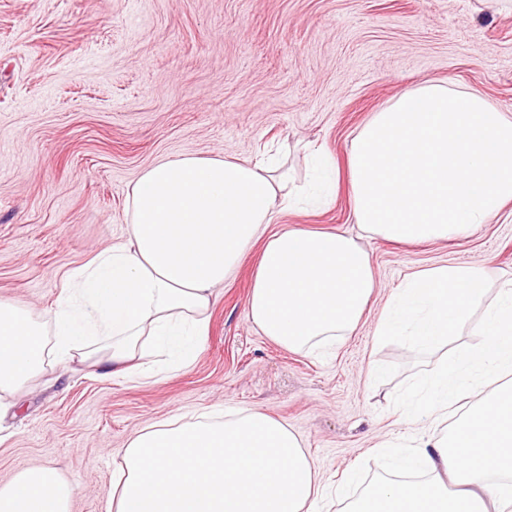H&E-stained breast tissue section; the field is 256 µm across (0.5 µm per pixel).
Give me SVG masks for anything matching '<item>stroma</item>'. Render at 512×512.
<instances>
[{"label": "stroma", "mask_w": 512, "mask_h": 512, "mask_svg": "<svg viewBox=\"0 0 512 512\" xmlns=\"http://www.w3.org/2000/svg\"><path fill=\"white\" fill-rule=\"evenodd\" d=\"M453 80L512 118V0H0V298L52 317L73 271L127 238L141 171L191 154L256 160L279 152L289 185L308 155L339 173L319 207L279 223L344 232L369 254L375 288L355 331L293 352L248 315L252 248L215 287L196 358L151 378L84 361L47 363L0 398V485L57 469L70 512H114L128 440L161 422L256 409L299 435L319 476L314 512H344L390 476L380 446L426 433L419 386L441 360L480 342L483 310L442 345L378 339L407 277L431 266L483 268L485 301L512 279V203L459 240L419 245L355 222L347 157L358 130L404 91Z\"/></svg>", "instance_id": "35a3bbf8"}]
</instances>
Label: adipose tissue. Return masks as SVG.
Returning a JSON list of instances; mask_svg holds the SVG:
<instances>
[{
  "label": "adipose tissue",
  "mask_w": 512,
  "mask_h": 512,
  "mask_svg": "<svg viewBox=\"0 0 512 512\" xmlns=\"http://www.w3.org/2000/svg\"><path fill=\"white\" fill-rule=\"evenodd\" d=\"M279 177L233 158L183 155L144 169L128 193L125 245L95 255L62 289L42 324L0 298V393L35 379L47 356L71 352L122 374L141 373L151 351L194 359L212 289L262 243L248 298L251 321L277 345L312 351L358 325L375 288L369 255L349 236L272 229ZM485 292L481 268L414 272L385 308L380 336L407 322L426 345L470 318ZM480 345L447 363L420 398L434 426L482 384L490 390L445 434L419 438L399 463L422 482L380 480L347 512H512V281L485 311ZM115 512H311L318 486L287 425L243 409L224 418L157 422L132 437L119 467ZM460 484L448 493L446 476ZM72 488L54 469L33 467L0 487V512H69Z\"/></svg>",
  "instance_id": "obj_1"
}]
</instances>
